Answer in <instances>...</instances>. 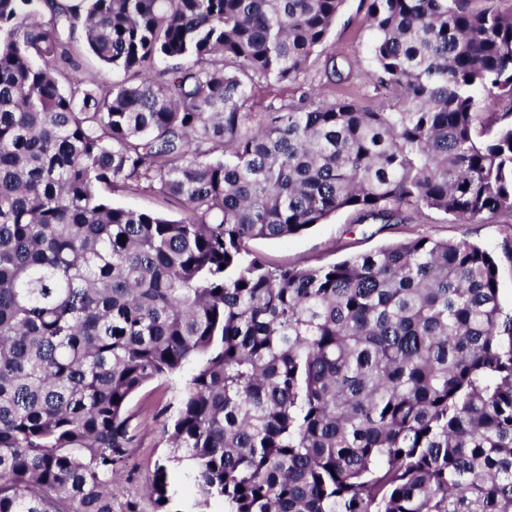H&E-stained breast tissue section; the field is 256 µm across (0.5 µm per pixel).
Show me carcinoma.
<instances>
[{"label": "carcinoma", "instance_id": "cac0c4a2", "mask_svg": "<svg viewBox=\"0 0 512 512\" xmlns=\"http://www.w3.org/2000/svg\"><path fill=\"white\" fill-rule=\"evenodd\" d=\"M365 3L378 105L259 110L256 90L305 81L345 0H0V512H140L128 406L171 376L156 512H181L169 462L224 512H512L492 254L420 236L304 267L249 247L345 208L512 215V13ZM79 44L124 79L63 82ZM112 199L117 204L135 210H158L175 218L181 216V208L167 204L163 195L156 191L146 190L132 193L123 188H116L112 191Z\"/></svg>", "mask_w": 512, "mask_h": 512}]
</instances>
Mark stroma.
I'll return each instance as SVG.
<instances>
[{"mask_svg":"<svg viewBox=\"0 0 512 512\" xmlns=\"http://www.w3.org/2000/svg\"><path fill=\"white\" fill-rule=\"evenodd\" d=\"M364 0H346L331 32L329 43L338 58L355 65L347 83L349 92L364 106L374 105L376 92L368 75L373 69L371 42L373 33L366 17ZM428 236L439 240H466L487 249L495 258L500 296L504 307H512V224L499 215L485 216L481 222L462 224L453 216L426 210L410 214L400 224H360L353 211L344 209L330 215L321 224L287 239H258L255 251L279 265L318 267L348 256ZM179 380H157L136 393L130 412L139 416L140 424L131 450L129 467L120 473L127 495L137 497L141 512H155V505L145 494V487L156 464L169 451L167 431Z\"/></svg>","mask_w":512,"mask_h":512,"instance_id":"35a3bbf8","label":"stroma"}]
</instances>
